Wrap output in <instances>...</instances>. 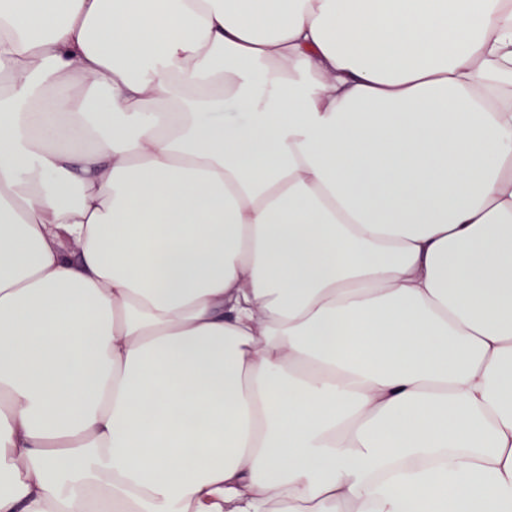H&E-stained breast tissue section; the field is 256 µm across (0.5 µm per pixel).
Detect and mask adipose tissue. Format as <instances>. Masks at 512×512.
<instances>
[{
	"mask_svg": "<svg viewBox=\"0 0 512 512\" xmlns=\"http://www.w3.org/2000/svg\"><path fill=\"white\" fill-rule=\"evenodd\" d=\"M0 512H512V0H0Z\"/></svg>",
	"mask_w": 512,
	"mask_h": 512,
	"instance_id": "adipose-tissue-1",
	"label": "adipose tissue"
}]
</instances>
